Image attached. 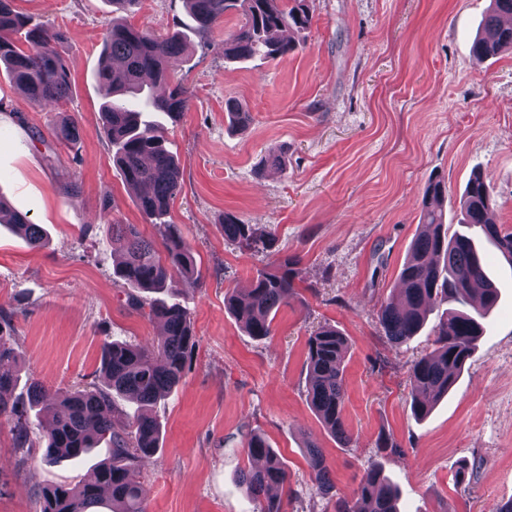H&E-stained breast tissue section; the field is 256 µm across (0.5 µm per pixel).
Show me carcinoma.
<instances>
[{
  "label": "carcinoma",
  "mask_w": 512,
  "mask_h": 512,
  "mask_svg": "<svg viewBox=\"0 0 512 512\" xmlns=\"http://www.w3.org/2000/svg\"><path fill=\"white\" fill-rule=\"evenodd\" d=\"M13 0H0V65L29 102H60L69 98L70 72L57 45L68 39L60 31L33 25L19 14ZM116 16L106 23L105 51L98 67V81L109 93L101 104L102 129L112 145V161L143 216L160 223L181 187L180 164L167 147L164 128L143 119L145 112H161L175 122L186 112L190 91L172 78L168 60L184 54L187 37L175 30L165 37L129 23L118 16L138 0H109ZM199 32H207L231 12L244 22L224 38V58L275 60L297 48L293 35L312 23L308 0H182ZM484 19V34L471 46L478 58L512 52V0H491ZM27 47H22L20 41ZM232 122L241 128L252 121L251 112L236 100L225 102ZM78 125L69 119L56 129L61 141L74 142ZM447 187L438 179L428 183L420 216V231L412 242L399 278L404 288L380 304L377 317L382 333L395 346L410 341L424 328L434 308L456 303L463 309H447L434 327L431 351L417 358L409 371L412 409L417 417L432 407L453 386L456 376L471 359L482 321L495 307L500 291L487 275L483 244L495 247L512 265V232L493 223L494 198L490 185L474 173L460 197L458 229L449 231L442 203ZM0 224H9L34 247L45 243L39 224L13 210L0 197ZM224 239L242 248L269 252L273 236L255 224H246L233 213L224 214ZM112 243L124 255L116 271L126 284L145 292L175 287L177 279L198 275L193 254L175 224L165 225L162 248L146 239L134 224H112ZM300 257L286 255L274 272L260 271L244 292L224 296L228 309L243 323L247 333L264 339L272 334L277 309L293 295ZM131 304L151 321L162 323V331L151 346L112 341L103 348L101 383L67 391L52 390L34 380L28 400L18 404L10 394L16 378L0 371V421L11 425L15 448L25 454L33 448L30 415L44 412L50 421L42 446V459L54 463L78 460L106 439L112 445L110 460L98 465L95 479L70 487L53 485L40 495V512H146L135 471L159 448L160 424L147 412L137 415L130 428L116 426L112 418L114 399L130 397L149 407L182 380L188 356L196 346L190 313L177 303L131 296ZM11 326L0 315V363L16 358ZM349 344L332 326L319 327L308 339L306 397L322 426L344 447L354 439L344 427L343 372ZM245 453L262 464L241 471L242 482L259 503L258 512H282L281 500L271 495L289 480L288 469L265 438L254 433ZM311 479L325 493L331 492L329 470L319 448L306 445ZM335 512H398L395 488L375 466L362 475L351 496H338Z\"/></svg>",
  "instance_id": "cac0c4a2"
}]
</instances>
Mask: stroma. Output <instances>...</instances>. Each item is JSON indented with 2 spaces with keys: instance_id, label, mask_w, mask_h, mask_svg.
Listing matches in <instances>:
<instances>
[{
  "instance_id": "1",
  "label": "stroma",
  "mask_w": 512,
  "mask_h": 512,
  "mask_svg": "<svg viewBox=\"0 0 512 512\" xmlns=\"http://www.w3.org/2000/svg\"><path fill=\"white\" fill-rule=\"evenodd\" d=\"M489 5L312 0L300 49L249 63L224 60V36L242 21L230 13L170 60L190 102L165 125L181 161L166 221L179 225L199 277L165 298L190 311L197 343L179 386L152 409L160 444L137 476L147 512H256L239 479L253 432L288 466L283 512H334L337 496L351 495L372 463L397 485L399 512H496L512 499V266L489 250L499 303L473 358L424 418L412 412L408 373L433 333L396 347L377 321L380 303L400 287L431 177L456 196L480 171L497 200L495 223L512 229V53H470ZM14 7L67 33L58 50L73 88L68 100L35 105L0 67V196L47 232L35 248L0 225V313L11 317L19 354L5 368L23 401L32 378L55 388L99 382L105 342L156 339L158 324L130 305L134 288L114 275L121 253L112 225H138L158 243L164 229L145 221L100 133L97 70L110 0ZM128 20L164 35L187 17L182 0H139ZM231 97L253 116L247 130L230 122ZM66 118L80 128L77 142L55 137ZM273 148L285 151L286 169L259 170ZM227 212L271 232L274 252L227 243ZM286 254L301 258L296 292L277 311L272 336L253 338L224 294L248 288ZM325 324L350 344L344 421L352 448L324 430L306 401L307 341ZM382 433L392 447H377ZM308 442L324 453L332 493L309 476ZM108 455L101 443L82 462L49 465L40 450L19 453L0 423V512H37L44 487L84 482Z\"/></svg>"
}]
</instances>
